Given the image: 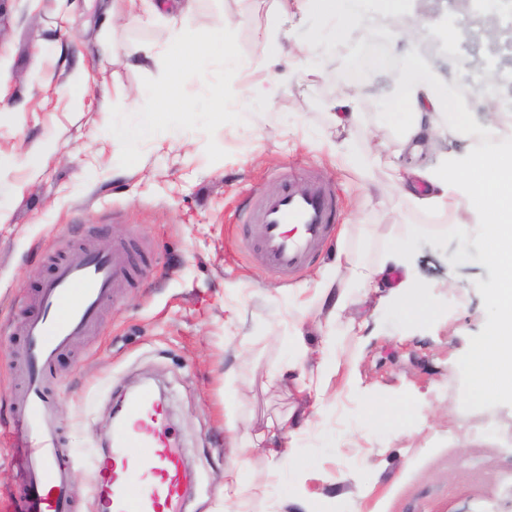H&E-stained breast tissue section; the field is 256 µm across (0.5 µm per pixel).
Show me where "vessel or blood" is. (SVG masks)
Returning <instances> with one entry per match:
<instances>
[{
	"label": "vessel or blood",
	"instance_id": "obj_1",
	"mask_svg": "<svg viewBox=\"0 0 512 512\" xmlns=\"http://www.w3.org/2000/svg\"><path fill=\"white\" fill-rule=\"evenodd\" d=\"M332 188L310 180L304 190L285 186L245 211L247 246L267 271L291 277L323 250L338 222ZM146 260L124 243L81 247L54 260L36 285L22 323L23 384L11 429L13 462L23 477L21 512H74L70 460L54 413L48 377L72 337L91 333L118 289L142 272ZM166 406L144 386L126 401L111 451L97 471L95 500L103 512H180L190 486L183 452L165 429Z\"/></svg>",
	"mask_w": 512,
	"mask_h": 512
}]
</instances>
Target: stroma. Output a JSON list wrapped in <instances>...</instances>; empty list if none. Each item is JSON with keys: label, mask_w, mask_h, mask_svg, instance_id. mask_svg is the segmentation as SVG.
<instances>
[{"label": "stroma", "mask_w": 512, "mask_h": 512, "mask_svg": "<svg viewBox=\"0 0 512 512\" xmlns=\"http://www.w3.org/2000/svg\"><path fill=\"white\" fill-rule=\"evenodd\" d=\"M440 0L374 16L341 44L315 13L271 19L254 0H197L190 23L205 30L215 14L231 22L225 50L253 59L255 27L276 22L289 33L286 56L254 61L244 80L272 72L294 77L273 105L242 111L224 93L220 58L188 63L178 110L154 139L130 145L120 131L158 106L163 65L140 68L124 53L101 59L100 36L118 26L129 43L163 50V22L142 23L126 0H0V512H15L21 476L6 433L21 381L17 325L36 280L54 257L84 245L126 242L151 266L101 314L94 334L75 337L49 385L71 458L77 512H99L90 492L112 407L127 389L154 380L194 483L182 512H224V469L239 459L243 482L267 479L263 496L240 512H512V397H466L469 345L495 322L488 297L495 273L485 231L467 243L448 230L459 208H410L381 166L363 190L356 170L335 154H396L405 116L395 70L424 52L446 86H473L466 102L486 117L479 88L488 58L512 72L501 25L448 8L464 47L430 53V23ZM419 31L417 44L403 35ZM358 96L361 118L347 128L327 116L336 95ZM224 123H211L214 96ZM54 141L57 154L31 167L28 154ZM317 176L336 190L340 222L322 255L289 279L266 272L239 236L246 199ZM404 242L412 272L430 288L433 314L413 319L383 303L388 286L356 289L336 321L321 307L319 282L339 253L377 261ZM304 347H297V339ZM355 364L353 381L332 376L313 404L303 383L324 359ZM249 437L294 419L293 448L269 476L261 448L239 454L224 440V413ZM487 435L466 438L474 422Z\"/></svg>", "instance_id": "stroma-1"}]
</instances>
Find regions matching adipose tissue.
I'll return each mask as SVG.
<instances>
[{"label":"adipose tissue","instance_id":"1","mask_svg":"<svg viewBox=\"0 0 512 512\" xmlns=\"http://www.w3.org/2000/svg\"><path fill=\"white\" fill-rule=\"evenodd\" d=\"M195 3L196 0H145L147 13L165 16L170 29V45L163 53L168 79L160 91V110L148 114L138 127L124 131L123 139L137 141L154 136L163 110L172 106L169 95L179 80L184 60L203 61L218 52L225 68L240 75L252 67L254 59L266 60L283 53L282 36L277 31L257 33L254 59L226 53L227 20L216 16L206 31H195L190 25ZM409 3L410 0H294V7L300 14L315 12L333 20L332 37L343 42L366 18L376 13L407 11ZM396 82L406 114L397 129L403 151L417 157L432 152L437 140L446 137L483 140L469 153H449L441 156L436 165L424 163L413 168L412 175L429 184L428 192L411 191L409 177L400 175L396 181L400 192L420 211L434 213L450 206L464 207L467 220L451 226L459 241L469 239L472 225L486 228L489 259L497 271L496 285L489 293L497 319L470 349L467 394L483 397L493 391L512 396V115L494 112L484 124L474 126L468 111L449 108L447 88L435 81L429 64L416 55L404 61ZM344 265L351 279L363 288L385 278L390 270H401L402 278L393 287L392 298L413 316L427 311L429 289L408 273L404 247H394L373 266H363L349 258Z\"/></svg>","mask_w":512,"mask_h":512}]
</instances>
